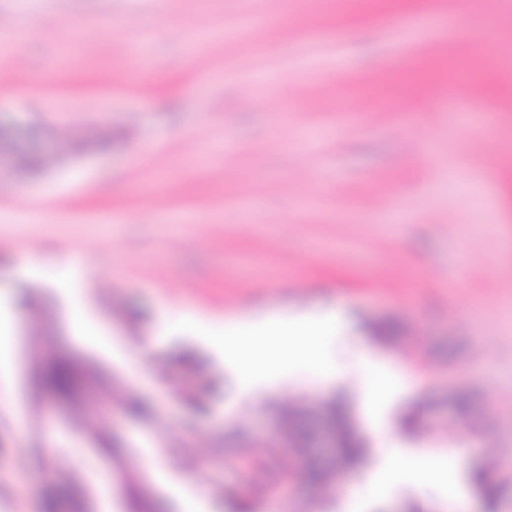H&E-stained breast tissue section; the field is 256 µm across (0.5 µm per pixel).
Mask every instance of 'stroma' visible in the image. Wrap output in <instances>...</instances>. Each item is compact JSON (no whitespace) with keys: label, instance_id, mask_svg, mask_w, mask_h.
Instances as JSON below:
<instances>
[{"label":"stroma","instance_id":"obj_1","mask_svg":"<svg viewBox=\"0 0 512 512\" xmlns=\"http://www.w3.org/2000/svg\"><path fill=\"white\" fill-rule=\"evenodd\" d=\"M493 14L494 43L512 45L506 0H0L31 30L25 69L0 64V124L37 150L33 130L94 127L107 145L39 174L0 169V302L33 295L44 319L17 326L13 371L1 386L0 512H179L185 479L207 490L206 512H255L256 489L287 481L284 512H345L358 480L362 512H411L422 491L407 473L385 497L374 428L413 451L451 455L469 512H483L467 480L474 464L505 488L512 512V95L458 103L440 97L471 68L469 44L448 45L449 21ZM276 22L243 29L247 13ZM436 145L424 167L420 146ZM40 244L33 275L13 257ZM85 261L89 316L112 346L81 337L67 316L62 260ZM224 320L252 310L336 312L323 347L344 372L308 365L274 384L242 385L220 351L178 321L182 307ZM399 325L397 339L376 334ZM98 363L150 407L116 406L118 443L104 455L51 395L30 396L46 348ZM426 378L367 408L357 350ZM345 393L365 464L322 484L303 481L301 457L270 455L280 408ZM471 414L460 418L456 395ZM421 411L422 435L399 426ZM191 439L188 448L178 438ZM123 470V480L107 475ZM24 493L14 496L17 472ZM448 512L445 489L426 491Z\"/></svg>","mask_w":512,"mask_h":512}]
</instances>
